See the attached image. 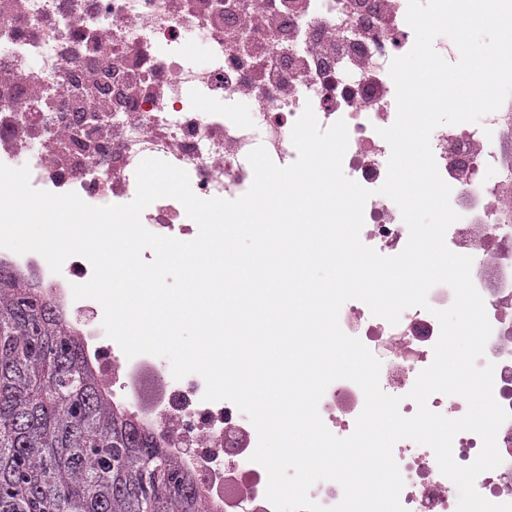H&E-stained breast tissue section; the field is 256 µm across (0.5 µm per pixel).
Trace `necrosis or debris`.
Masks as SVG:
<instances>
[{
	"instance_id": "obj_1",
	"label": "necrosis or debris",
	"mask_w": 512,
	"mask_h": 512,
	"mask_svg": "<svg viewBox=\"0 0 512 512\" xmlns=\"http://www.w3.org/2000/svg\"><path fill=\"white\" fill-rule=\"evenodd\" d=\"M407 0H0V163L24 160L34 188L73 192L93 206L125 204L136 195L135 171L142 159L160 158L187 171L194 193L203 199L233 200L253 183L247 155L264 147L285 167L297 158L291 141L295 121L312 106L321 127L344 120L348 148L343 172L371 190L364 207L363 240L389 251L402 250L408 229L397 204L378 192L387 175L391 149L380 129L397 115L393 58L405 55L415 35L405 20ZM206 32L210 61L188 67L178 45L184 32ZM40 67H30L31 58ZM112 72L124 82L127 110L90 112L70 76ZM52 82L46 111L90 112L99 134L88 135L73 119L46 127L42 114L14 108L15 86L39 88ZM195 89L214 98H246L252 121L231 112H188L183 99ZM45 111V112H46ZM512 132V97L479 122L435 128L430 147L450 203L459 219L445 242L454 250L477 253L471 275L490 295L512 293V261L498 255L511 238L501 224L512 189L490 184L486 173L512 166L503 143ZM149 231L177 239L193 224L183 205L161 198L144 213ZM0 260L29 274L62 306L73 301V285L91 278L83 258L53 273L38 254L19 255L0 248ZM428 308L405 309L389 324L357 306L339 317L342 331L363 337L368 349L392 342L399 362L382 373L385 393L400 397L399 410L416 411L406 394L415 375L433 360L440 336L434 312L454 300L445 285L431 288ZM88 357L113 396L127 410L159 427L170 451L204 490V512H274L266 499V471L251 460L258 443L250 419L233 403L205 400L204 379H175L153 358L127 357L108 339L101 322L82 326ZM365 405L354 382L325 390L318 411L338 428L353 427ZM404 487L406 512H453L447 479L435 456L417 451L412 441L393 447Z\"/></svg>"
}]
</instances>
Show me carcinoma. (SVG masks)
<instances>
[{"instance_id": "cac0c4a2", "label": "carcinoma", "mask_w": 512, "mask_h": 512, "mask_svg": "<svg viewBox=\"0 0 512 512\" xmlns=\"http://www.w3.org/2000/svg\"><path fill=\"white\" fill-rule=\"evenodd\" d=\"M164 437L114 404L78 323L0 264V512H202Z\"/></svg>"}]
</instances>
